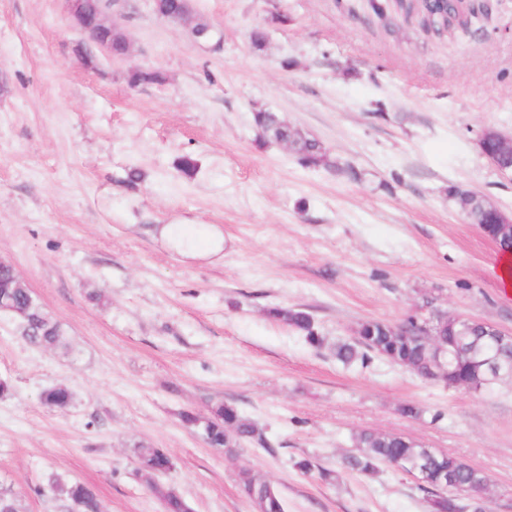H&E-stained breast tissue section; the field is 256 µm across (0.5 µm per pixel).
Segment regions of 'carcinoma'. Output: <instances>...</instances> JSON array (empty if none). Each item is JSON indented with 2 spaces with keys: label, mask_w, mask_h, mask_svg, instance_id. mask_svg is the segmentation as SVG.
<instances>
[{
  "label": "carcinoma",
  "mask_w": 512,
  "mask_h": 512,
  "mask_svg": "<svg viewBox=\"0 0 512 512\" xmlns=\"http://www.w3.org/2000/svg\"><path fill=\"white\" fill-rule=\"evenodd\" d=\"M156 12L173 18L184 12L194 11L192 0H155ZM427 12L424 25L441 32L448 15L456 12L457 0H436L423 5ZM164 81L155 70L135 68L128 73L132 86L157 84ZM253 123L260 132L259 139L276 142L288 139L292 130L279 113L258 107L253 111ZM297 162L308 169L326 168L332 165L329 155L319 141H307L293 153ZM470 216L482 230L493 229L498 223L496 214L476 204ZM17 274L12 265L0 262V299L7 298L6 308L26 313L21 324L22 336L33 346L56 348L63 343L64 334L39 304L33 291L25 284L17 285ZM269 315L285 323L301 334L309 344L321 345V338L314 328V318L302 308H273ZM446 352L437 358L435 350L426 345L423 338L405 331L391 328L380 320H369L359 325L357 336L336 343L333 355L345 366L366 365L374 357H383L420 377H427L440 368L448 370V386L480 390L495 380L487 366L479 360L498 354L512 360L511 348H498L485 336L483 327L471 323L467 327L457 326L443 336ZM42 402L55 408H66L73 400L65 387L54 386L41 394ZM182 421L197 430L205 441L217 448L232 451L245 443L256 442L267 451V446L254 422L244 417L228 404L217 403L209 414L201 416L193 412L181 413ZM355 451L345 455L342 468L350 472L374 474L383 464H389L418 477V489L426 496L430 512H479L467 510V505L458 502L455 487L486 485V477L461 459L448 453L437 452L421 443L397 434L361 431L354 436ZM137 472L145 476L151 490L164 503L166 512H193L192 507L171 486L156 483L153 475L171 469L170 458L159 448L139 447ZM243 495L252 503L254 512H285L280 492L265 478L250 469L240 472ZM52 495L67 502L68 512H100V503L92 489L63 475H55L49 481Z\"/></svg>",
  "instance_id": "obj_1"
}]
</instances>
